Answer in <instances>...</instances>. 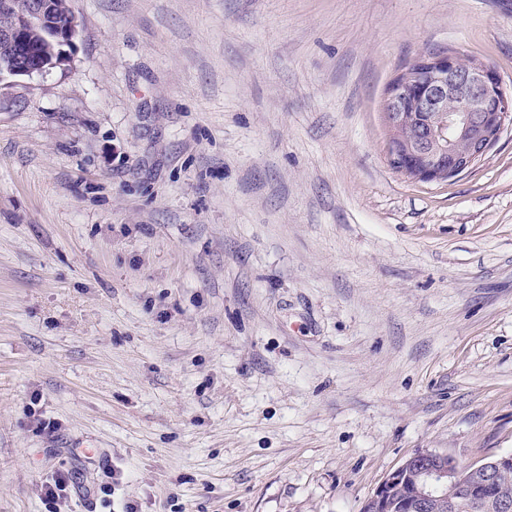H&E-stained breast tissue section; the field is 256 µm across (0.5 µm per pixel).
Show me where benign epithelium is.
Returning <instances> with one entry per match:
<instances>
[{"instance_id": "7a95c632", "label": "benign epithelium", "mask_w": 512, "mask_h": 512, "mask_svg": "<svg viewBox=\"0 0 512 512\" xmlns=\"http://www.w3.org/2000/svg\"><path fill=\"white\" fill-rule=\"evenodd\" d=\"M0 12L13 15L12 25L0 28V40H12L30 28L42 27L47 42V51L33 65L14 61L1 64L0 82L18 76H42L67 62L78 35L77 26L62 32L49 22L48 17L53 15L50 0H26L20 10L15 9L14 0H0ZM453 98L462 100L465 108L448 110V100ZM383 111L390 131L403 123L419 128V137L405 146L388 137L386 153L399 172L422 182L463 175L484 158L504 130L512 129V94L504 88L497 71L474 61L462 67L456 51L417 60L400 76V84L389 87ZM460 138L471 144L467 156L454 152ZM510 468V453L461 467L446 453L418 451L384 478L362 509L385 505L406 483L408 512H430L436 505L446 512H456L461 490L478 482L492 485Z\"/></svg>"}]
</instances>
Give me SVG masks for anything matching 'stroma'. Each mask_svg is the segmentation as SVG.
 Wrapping results in <instances>:
<instances>
[{"label":"stroma","mask_w":512,"mask_h":512,"mask_svg":"<svg viewBox=\"0 0 512 512\" xmlns=\"http://www.w3.org/2000/svg\"><path fill=\"white\" fill-rule=\"evenodd\" d=\"M69 6L0 82V512H361L512 453V131L426 183L382 115L430 52L512 91V0ZM512 468V454L497 455L468 467H461L448 455L432 450H422L407 458L397 469L389 473L362 506V510L384 506L393 492L408 482V512H431L441 505L448 512H487L476 503L472 492L460 491L473 488L477 482L489 486L497 482L498 476ZM75 478L71 472H60L41 486L40 495L47 512H56L61 503L75 490Z\"/></svg>","instance_id":"obj_1"}]
</instances>
